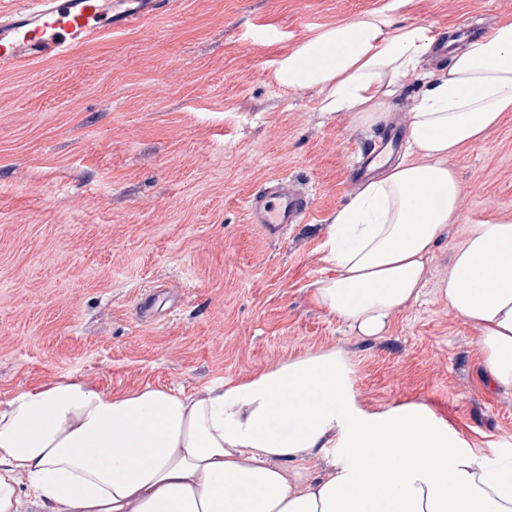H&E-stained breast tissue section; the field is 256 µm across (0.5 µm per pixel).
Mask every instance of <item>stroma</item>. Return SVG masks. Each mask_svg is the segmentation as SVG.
I'll return each instance as SVG.
<instances>
[{
  "label": "stroma",
  "instance_id": "1",
  "mask_svg": "<svg viewBox=\"0 0 512 512\" xmlns=\"http://www.w3.org/2000/svg\"><path fill=\"white\" fill-rule=\"evenodd\" d=\"M375 11L444 38L512 20V0H170L68 58L0 66V403L55 381L202 394L334 347L364 409L424 403L472 447L512 448V393L483 379L477 329L437 288L468 229L512 217V112L449 156L459 217L384 336L358 338L314 299L363 149L408 129L423 87L360 129L273 74ZM275 176L313 207L279 240L246 206Z\"/></svg>",
  "mask_w": 512,
  "mask_h": 512
}]
</instances>
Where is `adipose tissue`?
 I'll return each mask as SVG.
<instances>
[{"instance_id": "1", "label": "adipose tissue", "mask_w": 512, "mask_h": 512, "mask_svg": "<svg viewBox=\"0 0 512 512\" xmlns=\"http://www.w3.org/2000/svg\"><path fill=\"white\" fill-rule=\"evenodd\" d=\"M437 41L430 25L370 13L301 43L274 72L361 127L383 121L404 85L427 84L408 157L337 211L326 241L335 273L315 298L365 338L417 300L457 218L449 154L512 112V20L424 70ZM439 292L478 330L486 379L512 391V219L475 225ZM350 374L331 348L202 397L64 381L19 393L0 408V512H512L511 452L489 461L421 403L366 411ZM316 458L324 472L312 473Z\"/></svg>"}]
</instances>
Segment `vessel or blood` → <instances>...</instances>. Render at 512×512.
<instances>
[{"label": "vessel or blood", "mask_w": 512, "mask_h": 512, "mask_svg": "<svg viewBox=\"0 0 512 512\" xmlns=\"http://www.w3.org/2000/svg\"><path fill=\"white\" fill-rule=\"evenodd\" d=\"M168 0H19L0 14V65L22 67L71 55L83 44L127 29L163 11ZM253 223L272 237L312 215L307 195L285 178L247 200Z\"/></svg>", "instance_id": "obj_1"}]
</instances>
